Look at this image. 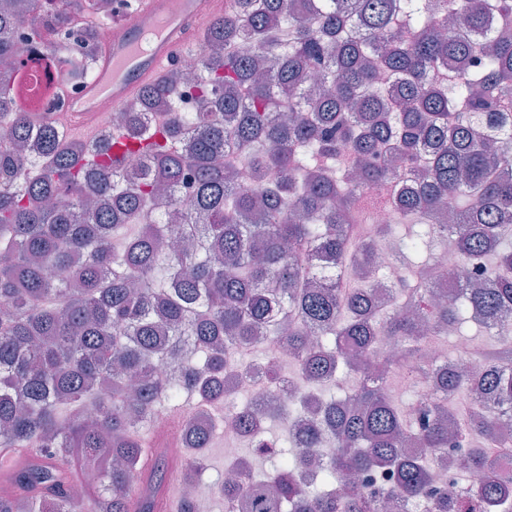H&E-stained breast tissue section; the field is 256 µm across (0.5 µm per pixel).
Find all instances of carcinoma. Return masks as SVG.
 <instances>
[{
  "label": "carcinoma",
  "mask_w": 512,
  "mask_h": 512,
  "mask_svg": "<svg viewBox=\"0 0 512 512\" xmlns=\"http://www.w3.org/2000/svg\"><path fill=\"white\" fill-rule=\"evenodd\" d=\"M91 2L55 0L54 39L37 20L46 0H0V60L21 53L12 31L22 19L49 55L69 58L62 79H87L97 63V32L72 47L65 34ZM198 53L202 110L149 121L132 103L124 124L88 144L56 124H33L14 111V88L0 85V121L14 151L0 145V448H32L8 465L0 512H79L73 461L98 462L84 512H157L163 480L143 475L139 431L153 408L186 400L224 403L226 353L261 336L288 347L298 369L293 404L309 415L288 430L271 473L240 459L239 480L224 486V512H382L386 500L425 494L431 460L404 447L446 448L448 391L467 384L473 398L512 402V0H230ZM172 73L137 101L167 105ZM185 138L195 166V207L180 209ZM124 142V161L109 155ZM234 157L265 180L253 185L216 156ZM150 167L132 175L125 159ZM419 188L390 202L392 220L375 231L407 262L396 301L416 317L385 314L352 272L366 249L357 190L388 188L400 176ZM181 223L167 241L159 210ZM481 258L489 276L436 302L435 251ZM456 332L473 322L500 337L480 355L468 381L438 380L442 396L429 420L406 419L384 381L414 358L419 322ZM402 344L398 359L372 357L367 371L348 359L376 333ZM179 363L182 376L159 377L156 364ZM344 368L355 385L339 398L323 387ZM279 405L234 419L236 434L258 450ZM466 438L498 440L505 421L482 409L462 426ZM336 440V457L311 481L299 473L311 451ZM213 432L188 434V472L206 466ZM477 483L434 500L430 512H503L512 473L498 474L476 452ZM397 475L396 491L359 482L336 495V473Z\"/></svg>",
  "instance_id": "obj_1"
}]
</instances>
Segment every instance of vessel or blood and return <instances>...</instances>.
<instances>
[{"instance_id": "vessel-or-blood-1", "label": "vessel or blood", "mask_w": 512, "mask_h": 512, "mask_svg": "<svg viewBox=\"0 0 512 512\" xmlns=\"http://www.w3.org/2000/svg\"><path fill=\"white\" fill-rule=\"evenodd\" d=\"M123 25V35L104 49L94 76L82 94L66 100L60 113L85 137L94 127L88 118L105 101L125 107L144 86L159 82L184 51L195 50L193 37L210 18L223 12L225 0H138Z\"/></svg>"}]
</instances>
